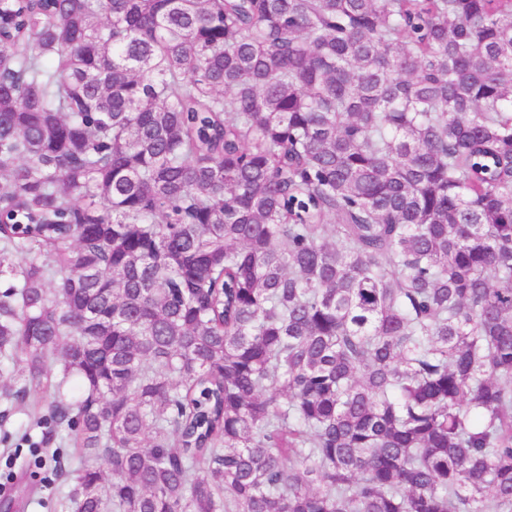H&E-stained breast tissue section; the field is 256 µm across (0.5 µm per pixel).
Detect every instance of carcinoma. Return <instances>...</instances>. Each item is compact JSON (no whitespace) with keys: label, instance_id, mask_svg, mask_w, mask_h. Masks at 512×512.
<instances>
[{"label":"carcinoma","instance_id":"obj_1","mask_svg":"<svg viewBox=\"0 0 512 512\" xmlns=\"http://www.w3.org/2000/svg\"><path fill=\"white\" fill-rule=\"evenodd\" d=\"M5 364L67 512H512V0H0Z\"/></svg>","mask_w":512,"mask_h":512}]
</instances>
